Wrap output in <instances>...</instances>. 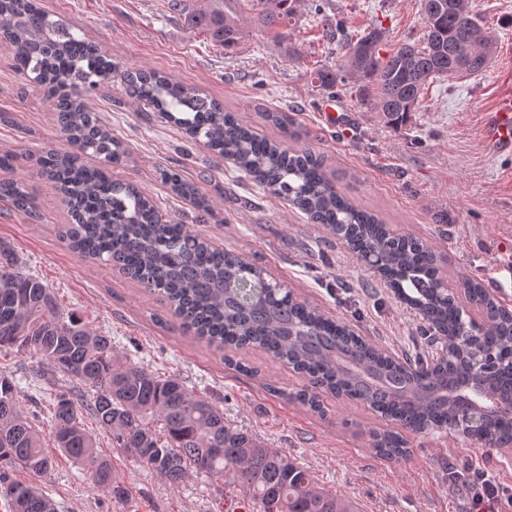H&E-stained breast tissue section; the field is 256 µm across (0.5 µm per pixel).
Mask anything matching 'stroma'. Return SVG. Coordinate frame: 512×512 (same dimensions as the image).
Wrapping results in <instances>:
<instances>
[{"label": "stroma", "mask_w": 512, "mask_h": 512, "mask_svg": "<svg viewBox=\"0 0 512 512\" xmlns=\"http://www.w3.org/2000/svg\"><path fill=\"white\" fill-rule=\"evenodd\" d=\"M41 3L51 19L96 42L118 69L170 75L222 103L259 134L279 138L263 115L288 113L302 132L301 145L324 155L346 195L394 228L426 239L447 256L451 274L482 282L512 310V271L499 266L497 253L499 242L512 240V152H496L482 137L486 112L512 92V0H473L496 37L489 67L428 85L418 112L400 130L363 104L357 82L331 94L312 73L336 64L321 38L336 22H345L356 37L381 27L390 49L420 37V0H305L284 41L259 24L246 0H237L243 37L230 50L189 29L176 0ZM85 100L130 154L126 166L113 169L114 177L137 183L169 218L224 251L247 253L299 299L345 318L359 335L401 355L417 315L346 247L330 241L322 225L216 158L204 141H187L181 129L118 86L98 85ZM328 105L348 119L351 138H342L326 120ZM48 149H69L53 108L0 47V153L19 155L10 176L35 196L42 213L35 222L0 200V244L13 249L23 271L54 289L66 312L110 336L116 353L159 375H179L197 395L215 399L225 417L310 468L319 485L355 499L361 512H472V489L452 477L471 467L488 471L512 512V452L429 432L412 436L409 457L383 458L368 435L378 424L370 412L332 399L322 419L269 394L266 384L293 387L300 377L257 351L246 356L251 373L228 369L221 351L180 328L136 282L68 250L59 238L71 221L68 207L31 161ZM165 170L198 184L210 204L206 221H198L192 202L166 190L160 178ZM36 362L29 353L1 351L0 375L20 378L21 408L45 431L49 397L68 382L48 384L32 376ZM99 442L130 491L128 502L110 501L93 484L88 465L59 453L53 471L35 480L57 512H225V499L239 495L223 477L207 474L171 486L107 437Z\"/></svg>", "instance_id": "stroma-1"}]
</instances>
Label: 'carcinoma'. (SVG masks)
I'll return each mask as SVG.
<instances>
[{
	"label": "carcinoma",
	"instance_id": "1",
	"mask_svg": "<svg viewBox=\"0 0 512 512\" xmlns=\"http://www.w3.org/2000/svg\"><path fill=\"white\" fill-rule=\"evenodd\" d=\"M250 2L259 22L284 39L298 22L300 0ZM421 14L422 36L385 54L377 26L357 39L341 22L326 30L322 37L336 45L341 59L336 68L317 71L320 86L337 89L357 79L362 101L385 124L399 127L416 111L426 85L488 67L496 38L475 12L463 15L448 7V0H421ZM185 23L226 48L243 35L237 13L225 8L224 0H198ZM0 44L52 101L57 131L73 148L47 150L37 159L40 174L65 198L74 220L61 230L66 248L137 282L165 304L180 327L223 351L227 365L245 368L235 354L250 349L282 363L303 384L280 394L321 418L327 414L325 399L345 398L410 433H461L448 384L468 375L463 343L474 339L495 361L484 378L495 408L484 436L512 439V311L477 280L445 278L444 255L343 194L321 157L258 134L220 103L170 76L142 69L120 76L127 97L151 104L190 138H204L238 171L379 269L393 297L416 310L420 335L436 347L435 355L386 354L348 322L290 297L288 289L264 287L263 267L164 218L136 184L86 164L88 155L116 165L128 155L83 98L85 87L112 77L114 65L97 45L51 20L39 0H0ZM465 57L473 64L463 69ZM264 118L300 139L288 113L266 112ZM161 178L173 195L210 212L195 183L175 171L166 170ZM0 199L39 218L34 198L17 180H0ZM2 349L32 353L50 374L92 391L88 400L71 388L55 395L49 435L61 453L88 463L94 484L116 502L127 501L129 489L85 429L86 414L112 447L172 486L194 471L206 472L239 488L252 512H360L353 500L319 487L311 471L288 454L224 419V410L179 377H162L115 353L112 337L89 328L75 313H63L52 289L20 271L11 251L0 246ZM372 439L382 455L409 454L408 440L393 428L372 431ZM54 464L41 431L21 410L16 379L0 376V497L11 512H55L39 488L15 478L17 472L45 476Z\"/></svg>",
	"mask_w": 512,
	"mask_h": 512
}]
</instances>
